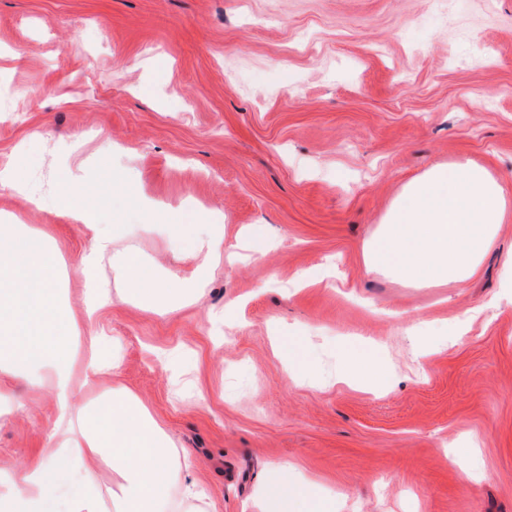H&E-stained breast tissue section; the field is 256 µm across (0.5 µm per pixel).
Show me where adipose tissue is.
<instances>
[{
  "label": "adipose tissue",
  "instance_id": "adipose-tissue-1",
  "mask_svg": "<svg viewBox=\"0 0 512 512\" xmlns=\"http://www.w3.org/2000/svg\"><path fill=\"white\" fill-rule=\"evenodd\" d=\"M512 198L487 166L460 160L416 178L394 205L366 251L365 270L391 269L410 281L465 283L506 220ZM62 209L89 240L78 256L82 291L78 308L62 301L67 276L54 238L26 224H0V411L24 409L51 398L55 419L36 458L0 470V512H54L51 492L63 488L61 512H204L205 492L194 485L167 495L175 474V448L141 399L117 385L118 346L97 327L100 311L125 305L175 311L195 297V286L225 250L224 227H173L174 244L194 262L188 276L166 284L150 279L137 253L126 254L125 291L113 295L101 276L122 224H99L80 187L63 196ZM27 386L17 399L10 380ZM280 461L258 489L259 512H328L290 480Z\"/></svg>",
  "mask_w": 512,
  "mask_h": 512
}]
</instances>
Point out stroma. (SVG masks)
Segmentation results:
<instances>
[{
    "label": "stroma",
    "instance_id": "35a3bbf8",
    "mask_svg": "<svg viewBox=\"0 0 512 512\" xmlns=\"http://www.w3.org/2000/svg\"><path fill=\"white\" fill-rule=\"evenodd\" d=\"M463 158L512 195V0H0V169L47 201L0 189V218L60 243L70 303L86 238L63 186L104 224L163 212L229 242L271 228L265 255L239 250L195 304L98 316L120 384L199 460L177 480L210 512H255L282 460L336 512H512V217L463 285L364 273L406 184ZM130 250L160 279L193 268L144 230L116 244L113 291ZM319 265L330 276L299 287ZM283 338L308 350L309 381L289 375ZM352 343L378 345V388L341 381ZM53 416L48 399L0 416V469L31 462Z\"/></svg>",
    "mask_w": 512,
    "mask_h": 512
}]
</instances>
